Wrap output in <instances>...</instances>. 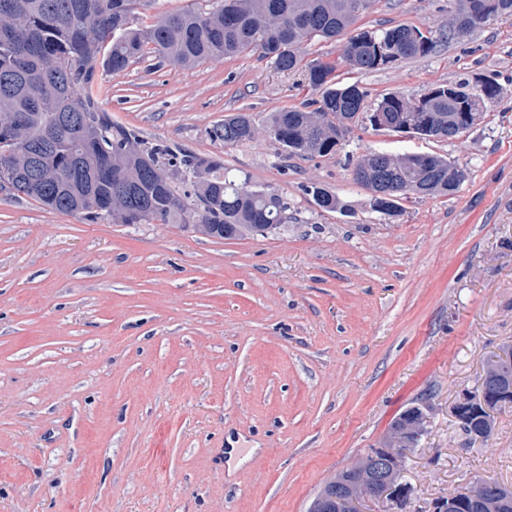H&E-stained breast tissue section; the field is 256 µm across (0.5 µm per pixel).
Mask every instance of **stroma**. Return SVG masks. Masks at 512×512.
<instances>
[{
  "mask_svg": "<svg viewBox=\"0 0 512 512\" xmlns=\"http://www.w3.org/2000/svg\"><path fill=\"white\" fill-rule=\"evenodd\" d=\"M402 23L438 30L448 0H373L357 21ZM342 46L302 54L374 100L477 76L500 100L451 140L358 122L336 154L288 157L266 136L227 146L210 131L302 105V73L250 52L192 68L146 59L100 71L113 122L221 156L287 197L288 224L222 240L90 224L0 190V512H309L421 397L431 410L405 453L406 512L483 479L512 486V408L486 441L454 416L512 345V18L366 73L342 66ZM372 150L442 154L465 179L389 216L351 176ZM311 184L340 209H318Z\"/></svg>",
  "mask_w": 512,
  "mask_h": 512,
  "instance_id": "35a3bbf8",
  "label": "stroma"
}]
</instances>
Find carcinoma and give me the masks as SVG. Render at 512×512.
<instances>
[{
	"label": "carcinoma",
	"instance_id": "carcinoma-1",
	"mask_svg": "<svg viewBox=\"0 0 512 512\" xmlns=\"http://www.w3.org/2000/svg\"><path fill=\"white\" fill-rule=\"evenodd\" d=\"M136 0H0V18L11 35L0 36V188L89 223L193 224L211 238L245 233L268 235L288 223L290 203L264 188L249 187L248 175L229 174L218 157H202L165 141L148 142L112 122L94 93L99 67L114 74L150 54L153 66L193 67L207 59L231 58L246 50L269 59L281 71L305 72L317 98L301 107L272 113L263 124L289 156H327L346 141L361 118L376 130L387 126L421 138L446 140L499 102L491 80L483 89L465 81L439 85L418 99L388 94L376 103L356 83L336 81V66L303 62L306 45L344 39L342 59L356 72L424 57L440 42L459 39L497 18H512V0H448V26L438 34L414 25L369 31L355 27L370 0H195L181 12L142 29ZM93 121L99 139L83 138L82 122ZM257 125L249 113L224 117L210 135L226 145L250 142ZM46 142L28 176L26 152ZM459 166L422 153L388 157L371 151L352 169L353 180L377 194L383 213L396 215L399 201L414 195L454 193L448 175ZM315 205L336 210L330 191L307 186ZM512 384V358L499 359L483 386L494 396ZM418 406L392 422L385 446L412 421ZM468 436L484 439L493 419L472 412ZM359 473L347 469L328 480L322 493L347 498Z\"/></svg>",
	"mask_w": 512,
	"mask_h": 512
}]
</instances>
